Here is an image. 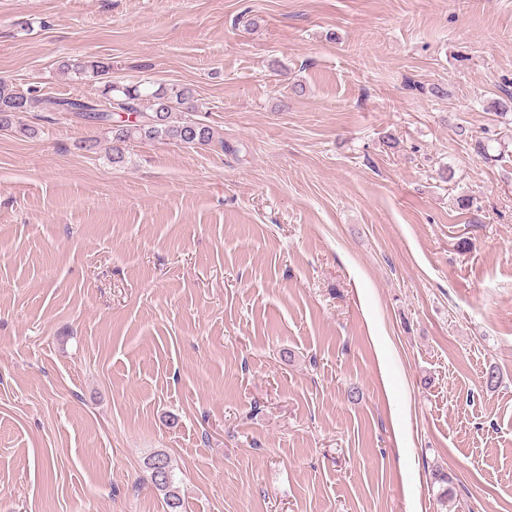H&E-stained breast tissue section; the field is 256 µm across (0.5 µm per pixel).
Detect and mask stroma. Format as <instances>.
I'll return each mask as SVG.
<instances>
[{
  "instance_id": "obj_1",
  "label": "stroma",
  "mask_w": 512,
  "mask_h": 512,
  "mask_svg": "<svg viewBox=\"0 0 512 512\" xmlns=\"http://www.w3.org/2000/svg\"><path fill=\"white\" fill-rule=\"evenodd\" d=\"M87 55L218 140L0 127V512H512V0H0ZM162 464L163 476L155 478L153 476L154 463ZM150 472L151 483L154 488L163 495V501L168 509L167 512H181L183 500L180 495V489L175 477V468L173 467L171 457L164 451H156L151 454L145 463Z\"/></svg>"
}]
</instances>
